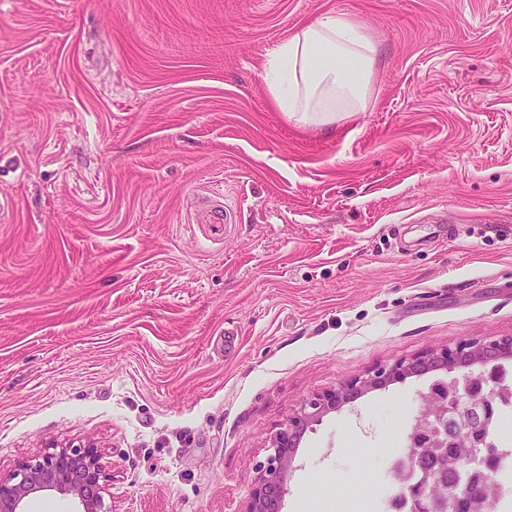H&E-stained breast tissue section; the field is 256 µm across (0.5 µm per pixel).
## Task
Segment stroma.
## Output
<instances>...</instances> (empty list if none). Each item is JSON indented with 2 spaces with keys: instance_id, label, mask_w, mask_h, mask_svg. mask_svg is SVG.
I'll list each match as a JSON object with an SVG mask.
<instances>
[{
  "instance_id": "stroma-1",
  "label": "stroma",
  "mask_w": 512,
  "mask_h": 512,
  "mask_svg": "<svg viewBox=\"0 0 512 512\" xmlns=\"http://www.w3.org/2000/svg\"><path fill=\"white\" fill-rule=\"evenodd\" d=\"M359 19L368 104L278 111L293 28ZM512 336V0H0V470L94 443L111 512H245L311 396ZM458 370L313 423L280 512L395 492Z\"/></svg>"
}]
</instances>
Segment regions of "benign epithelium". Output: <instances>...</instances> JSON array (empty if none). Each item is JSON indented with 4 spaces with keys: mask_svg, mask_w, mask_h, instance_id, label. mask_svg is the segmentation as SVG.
Instances as JSON below:
<instances>
[{
    "mask_svg": "<svg viewBox=\"0 0 512 512\" xmlns=\"http://www.w3.org/2000/svg\"><path fill=\"white\" fill-rule=\"evenodd\" d=\"M512 356V336L494 340L474 339L454 347L432 349L409 360L385 365L354 377L338 388L305 400L279 428L269 445L270 454L259 465L260 477L253 489L247 512H270L286 491L285 473L295 448L312 423L351 402V396L401 380L434 364L464 371L463 385L457 393L431 387L423 396L424 407L417 416L412 447L394 469L404 481V497L411 500L412 512H446L448 488L468 500L465 512H479L491 501V486L471 485L467 454L472 451L482 420L470 417L475 411L483 416L493 411L483 374L467 371L468 360L481 357L486 363ZM459 425L453 437L443 434L448 418ZM53 492L76 505L74 512H109L104 495L105 476L101 450L93 443L83 446L48 445L44 453L20 463L15 469L0 471V512H29L33 495Z\"/></svg>",
    "mask_w": 512,
    "mask_h": 512,
    "instance_id": "obj_1",
    "label": "benign epithelium"
}]
</instances>
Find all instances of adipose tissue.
<instances>
[{
    "mask_svg": "<svg viewBox=\"0 0 512 512\" xmlns=\"http://www.w3.org/2000/svg\"><path fill=\"white\" fill-rule=\"evenodd\" d=\"M378 48L346 14L300 25L264 65L263 80L277 109L302 123H325L336 112L364 109Z\"/></svg>",
    "mask_w": 512,
    "mask_h": 512,
    "instance_id": "adipose-tissue-1",
    "label": "adipose tissue"
}]
</instances>
